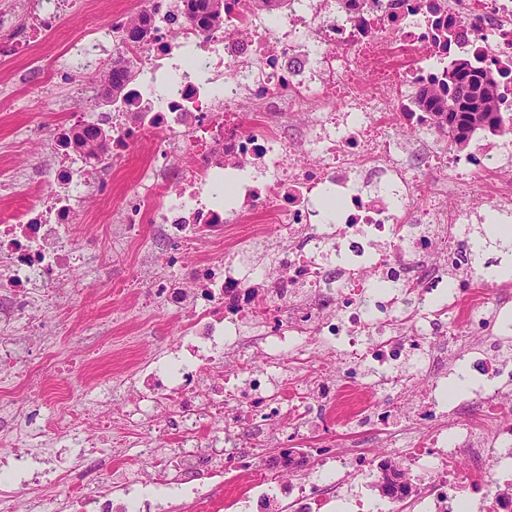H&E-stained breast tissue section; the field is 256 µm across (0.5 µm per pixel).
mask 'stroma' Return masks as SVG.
Instances as JSON below:
<instances>
[{
  "label": "stroma",
  "instance_id": "stroma-1",
  "mask_svg": "<svg viewBox=\"0 0 512 512\" xmlns=\"http://www.w3.org/2000/svg\"><path fill=\"white\" fill-rule=\"evenodd\" d=\"M132 0H74L70 12L55 22L31 56L0 59V182L12 183V192L0 194V211H6L29 197L48 202L57 193L46 175L26 180L19 173L27 168L46 166L47 146L20 141L15 131L32 121L44 133L63 123L67 115L44 99L40 89L38 60L55 58L63 64L67 79L59 80L61 97H68L69 84H83L100 89L115 56L111 39L87 40L85 30L104 27L120 9ZM151 146H143L118 171L101 169L91 178L101 186V193L87 202L79 219L78 239L90 252L102 253L101 262L90 272H78L85 289L82 301L72 303L61 297L54 320L61 331L59 338L64 355L73 365L52 379L53 387H69L86 395L90 410L85 417L86 434H96L98 427L109 426L112 434V463L126 467L135 463L142 431L126 415L134 400L132 378L138 363L171 352L179 345L181 317L158 306H144L142 298L147 284L114 295L115 287L124 284L132 266L154 251L152 225H142L136 243L127 249L107 252L105 244L106 214L114 212L124 194L142 182L143 169ZM222 512H278L276 504L254 496L248 477L237 472L224 474V508Z\"/></svg>",
  "mask_w": 512,
  "mask_h": 512
}]
</instances>
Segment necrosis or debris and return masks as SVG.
Here are the masks:
<instances>
[{"label":"necrosis or debris","instance_id":"necrosis-or-debris-1","mask_svg":"<svg viewBox=\"0 0 512 512\" xmlns=\"http://www.w3.org/2000/svg\"><path fill=\"white\" fill-rule=\"evenodd\" d=\"M200 0H142L119 13L111 32L138 64L116 108L89 116L73 91L65 123L43 134L49 174L64 192L51 205L22 203L0 221V512H206L225 470L252 472L268 500L283 493L286 467L261 462L272 445L301 444L323 427L320 410L353 390L378 400L347 424L377 436L400 465L409 491L385 512H512V292L496 281L475 287L460 225L491 212L512 220V136L461 153L439 150L434 105L448 62L465 56L495 70L501 108L512 112V0H226L222 23L203 24ZM71 0H27L30 20L0 40V58L29 56ZM257 118L245 121L243 101ZM417 134L402 144L381 131L386 118ZM201 159L173 179L153 169L147 188L127 193L110 226L121 245L152 225L166 275L132 268L151 298L186 314L187 356L139 366L134 412L149 447L138 468L104 457L108 431L84 437L83 398L51 395L43 417L27 396L60 370L51 321L61 286L71 299L77 269L91 261L74 245L78 203L96 195L93 169L121 164L152 132ZM438 177L429 204L415 201L421 174ZM482 176L483 191L449 195L452 183ZM232 182L240 221L264 217L261 233L227 244L229 218L216 182ZM215 257L184 261L199 236ZM413 288L406 311L394 286ZM253 335H246L245 324ZM340 347L347 368L316 367L318 351ZM260 349L263 367L253 364ZM481 367L456 403L441 397L451 374ZM312 370L299 384V368ZM401 399L398 407L388 406ZM177 446H166L169 435ZM322 471L295 485L299 512L340 498L343 477H374V455L358 444L322 445ZM434 475L419 483L421 462ZM161 470L149 482L144 469ZM68 486L64 496L46 488Z\"/></svg>","mask_w":512,"mask_h":512}]
</instances>
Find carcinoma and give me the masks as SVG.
I'll return each instance as SVG.
<instances>
[{
  "mask_svg": "<svg viewBox=\"0 0 512 512\" xmlns=\"http://www.w3.org/2000/svg\"><path fill=\"white\" fill-rule=\"evenodd\" d=\"M459 103V110L448 111V98ZM500 86L490 72L477 68L461 59L448 73L443 93L436 106L439 123H448V146L463 148L468 144V134L474 129L499 135L505 131V120L499 112ZM378 487L382 493L403 489L401 472L390 461L380 468Z\"/></svg>",
  "mask_w": 512,
  "mask_h": 512,
  "instance_id": "carcinoma-1",
  "label": "carcinoma"
}]
</instances>
